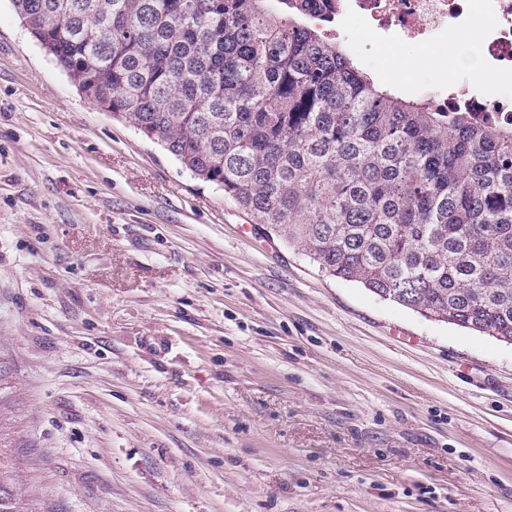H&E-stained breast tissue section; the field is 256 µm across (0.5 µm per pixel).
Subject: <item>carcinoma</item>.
Returning <instances> with one entry per match:
<instances>
[{"label":"carcinoma","mask_w":512,"mask_h":512,"mask_svg":"<svg viewBox=\"0 0 512 512\" xmlns=\"http://www.w3.org/2000/svg\"><path fill=\"white\" fill-rule=\"evenodd\" d=\"M81 93L330 276L512 343V129L377 85L315 0H14ZM0 512H25L0 469Z\"/></svg>","instance_id":"carcinoma-1"}]
</instances>
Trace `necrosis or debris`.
Here are the masks:
<instances>
[{"instance_id":"1","label":"necrosis or debris","mask_w":512,"mask_h":512,"mask_svg":"<svg viewBox=\"0 0 512 512\" xmlns=\"http://www.w3.org/2000/svg\"><path fill=\"white\" fill-rule=\"evenodd\" d=\"M337 18L359 15L372 30L392 31L400 42L424 44L438 53L448 50L450 36L459 28L475 32L488 69L512 71V0H332ZM468 71L449 82L444 94L428 99L442 108L462 107L476 119L512 124V99L477 92Z\"/></svg>"}]
</instances>
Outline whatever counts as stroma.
Returning <instances> with one entry per match:
<instances>
[{"label": "stroma", "instance_id": "stroma-1", "mask_svg": "<svg viewBox=\"0 0 512 512\" xmlns=\"http://www.w3.org/2000/svg\"><path fill=\"white\" fill-rule=\"evenodd\" d=\"M340 36L407 97L455 74ZM0 451L28 512H512V345L266 237L0 0Z\"/></svg>", "mask_w": 512, "mask_h": 512}]
</instances>
